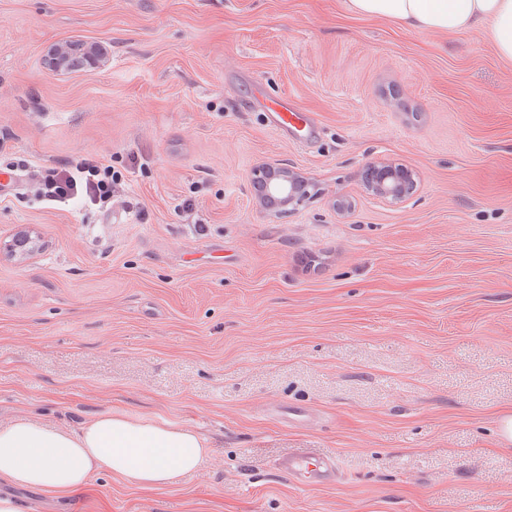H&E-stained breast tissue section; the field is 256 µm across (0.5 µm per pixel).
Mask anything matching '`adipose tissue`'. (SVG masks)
Instances as JSON below:
<instances>
[{
	"label": "adipose tissue",
	"instance_id": "adipose-tissue-1",
	"mask_svg": "<svg viewBox=\"0 0 512 512\" xmlns=\"http://www.w3.org/2000/svg\"><path fill=\"white\" fill-rule=\"evenodd\" d=\"M350 16L394 22L410 31H481L512 63V0H345ZM206 442L190 427L114 411L78 429L18 419L0 426V481L63 497L101 471L164 486L198 469Z\"/></svg>",
	"mask_w": 512,
	"mask_h": 512
}]
</instances>
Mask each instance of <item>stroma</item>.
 I'll return each mask as SVG.
<instances>
[{
	"instance_id": "obj_1",
	"label": "stroma",
	"mask_w": 512,
	"mask_h": 512,
	"mask_svg": "<svg viewBox=\"0 0 512 512\" xmlns=\"http://www.w3.org/2000/svg\"><path fill=\"white\" fill-rule=\"evenodd\" d=\"M74 38L108 63L49 72ZM73 158L120 173L111 206L39 202ZM371 163L415 193L367 191ZM264 164L310 198L266 211ZM1 171L0 241L40 248L0 255V424L120 411L210 445L164 487L0 482L20 512H512V63L482 32L345 0H0ZM300 450L336 478L277 469Z\"/></svg>"
}]
</instances>
